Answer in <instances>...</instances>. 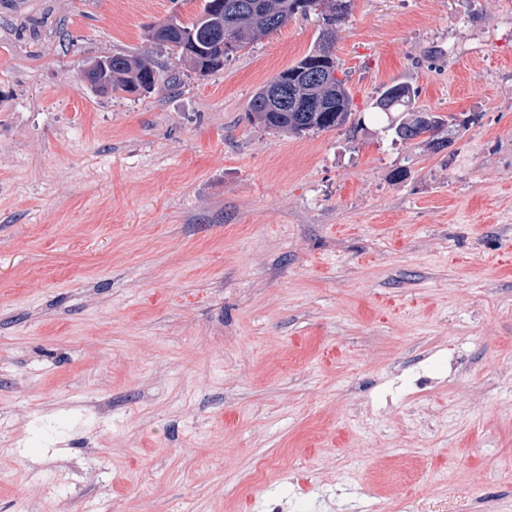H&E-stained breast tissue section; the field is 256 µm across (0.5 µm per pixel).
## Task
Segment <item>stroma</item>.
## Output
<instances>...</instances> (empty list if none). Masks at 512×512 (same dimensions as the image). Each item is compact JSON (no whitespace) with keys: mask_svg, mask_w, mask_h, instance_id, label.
Wrapping results in <instances>:
<instances>
[{"mask_svg":"<svg viewBox=\"0 0 512 512\" xmlns=\"http://www.w3.org/2000/svg\"><path fill=\"white\" fill-rule=\"evenodd\" d=\"M203 4L0 0V512H512V0H351L363 124L301 136L247 112L316 16L201 74L148 34ZM111 57L110 82L107 81V77L111 58L95 59L86 66L83 77L91 88L102 94L110 93L112 95V91L130 93L136 92L139 88L150 90L153 87L154 69L150 61L125 54H115ZM403 85L410 95L401 94L388 97L390 89L396 85ZM393 84L385 87L378 97L377 106H374L379 112L386 113L378 104L387 101L389 112H403L404 117L396 122L391 123V129L395 136L402 141H411L420 137H426L425 142L433 151H441L447 148L452 142L453 130L459 125L454 122V116H441L426 111V109L415 107V93L408 85L402 83ZM429 114L430 122H425L423 116Z\"/></svg>","mask_w":512,"mask_h":512,"instance_id":"obj_1","label":"stroma"}]
</instances>
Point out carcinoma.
<instances>
[{
    "label": "carcinoma",
    "instance_id": "1",
    "mask_svg": "<svg viewBox=\"0 0 512 512\" xmlns=\"http://www.w3.org/2000/svg\"><path fill=\"white\" fill-rule=\"evenodd\" d=\"M350 0H318L312 11L322 25L313 48L300 60L262 86L249 106L251 122L268 130L304 135L339 129L353 115V99L346 82L337 77L334 53L323 42L335 44V25L347 15ZM296 14L307 15L301 0H205L200 15L183 24L174 18L153 26V39L162 43L201 73L223 68L224 61L280 29ZM111 90L135 92L154 85L150 61L125 54L112 56ZM386 87L377 103L388 102L391 112L404 117L391 125L402 141L426 138L434 151L447 148L458 127L454 116L429 114L415 106V94L388 97Z\"/></svg>",
    "mask_w": 512,
    "mask_h": 512
}]
</instances>
